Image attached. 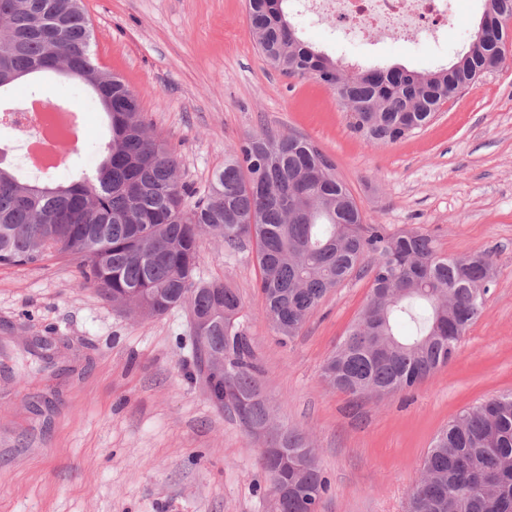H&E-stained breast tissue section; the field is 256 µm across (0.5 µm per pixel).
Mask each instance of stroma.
Returning <instances> with one entry per match:
<instances>
[{
  "label": "stroma",
  "mask_w": 512,
  "mask_h": 512,
  "mask_svg": "<svg viewBox=\"0 0 512 512\" xmlns=\"http://www.w3.org/2000/svg\"><path fill=\"white\" fill-rule=\"evenodd\" d=\"M101 68L135 92L179 175L207 189L224 152L262 131L302 135L336 165L369 222L417 229L437 251L488 253L495 286L456 359L410 391L357 399L321 378L363 308L370 278L330 292L292 341L263 314L252 244L202 237L200 275L239 293L240 322L262 365L274 421L303 433L330 482L322 512H405L436 435L461 411L512 393V45L493 72L448 100L420 130L370 143L328 85L285 76L260 57L246 0H83ZM440 42L342 39L336 23L289 9L302 39L362 66L433 71L477 26L476 0H448ZM83 115L57 183L95 169L106 118L81 84L23 81ZM64 339L59 370L26 352L46 330ZM187 308L140 319L85 285L76 262L0 265V512H272L259 445L208 400L189 343Z\"/></svg>",
  "instance_id": "35a3bbf8"
}]
</instances>
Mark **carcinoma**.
Masks as SVG:
<instances>
[{
	"instance_id": "carcinoma-1",
	"label": "carcinoma",
	"mask_w": 512,
	"mask_h": 512,
	"mask_svg": "<svg viewBox=\"0 0 512 512\" xmlns=\"http://www.w3.org/2000/svg\"><path fill=\"white\" fill-rule=\"evenodd\" d=\"M263 60L286 75L336 88L353 127L373 143H393L426 126L440 107L505 57L512 0H485L468 45L446 67L415 72L345 66L307 45L283 8L286 0H246ZM75 0H0V96L13 73L59 75L86 87L105 111L108 138L91 174L50 186L0 166V265L51 256L71 259L103 299L139 316L187 306L197 366L214 407L247 432L268 431L260 465L268 493L285 486L288 512H321L328 480L307 437L271 424L261 367L241 328L242 302L222 281L200 278L198 241L207 234L235 250L255 246L264 313L281 340L298 335L322 299L345 281L370 276L366 303L324 362L328 384L361 399L374 390L410 389L451 363L479 318L494 283L484 251L442 256L429 236L371 224L336 174L333 161L304 136L256 134L231 146L200 196L178 177L179 159L151 134L138 95L104 72L84 8ZM59 340L36 336L27 351L56 366ZM302 465L280 469L272 449ZM512 512V394L463 411L436 437L422 477L407 492L408 512Z\"/></svg>"
}]
</instances>
